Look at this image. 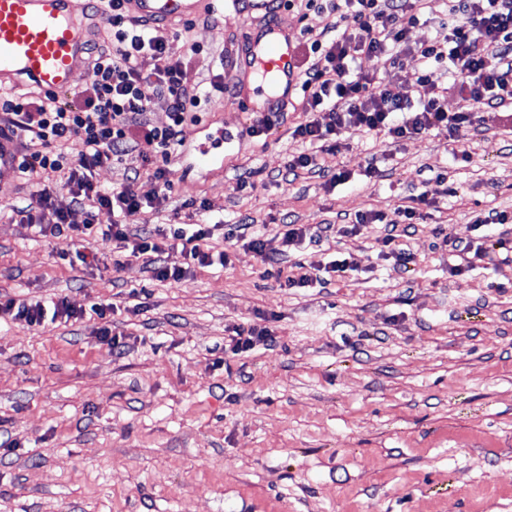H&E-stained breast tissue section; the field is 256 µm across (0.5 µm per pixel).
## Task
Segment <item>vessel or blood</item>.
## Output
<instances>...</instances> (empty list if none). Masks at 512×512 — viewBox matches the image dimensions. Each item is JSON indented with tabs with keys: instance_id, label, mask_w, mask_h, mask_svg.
Segmentation results:
<instances>
[{
	"instance_id": "vessel-or-blood-1",
	"label": "vessel or blood",
	"mask_w": 512,
	"mask_h": 512,
	"mask_svg": "<svg viewBox=\"0 0 512 512\" xmlns=\"http://www.w3.org/2000/svg\"><path fill=\"white\" fill-rule=\"evenodd\" d=\"M203 0H123L127 15L152 25L194 19ZM103 15L97 0H0V87L33 86L63 96L88 63L87 48ZM243 63L283 90L295 88L293 53L267 31ZM22 134L0 125V183L18 173Z\"/></svg>"
}]
</instances>
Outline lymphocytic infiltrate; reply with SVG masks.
Returning <instances> with one entry per match:
<instances>
[{"label": "lymphocytic infiltrate", "mask_w": 512, "mask_h": 512, "mask_svg": "<svg viewBox=\"0 0 512 512\" xmlns=\"http://www.w3.org/2000/svg\"><path fill=\"white\" fill-rule=\"evenodd\" d=\"M448 43L422 45L418 53L423 68L409 95L399 96L380 87L373 78L360 74L359 56H389L400 63L395 49L419 17L418 0H306V6L329 11L335 21L333 38L314 39L307 49L314 61L299 72L303 106L310 119L295 126L293 135L319 143V153H302L289 160L287 170L325 172L329 184L347 181L344 171L333 170L326 159L335 155L338 136L356 129L381 135L389 143L428 132L443 125L456 134L472 124L476 113L493 114L504 104H512V0H448ZM105 24L109 47L91 44L88 57L97 76L90 90L66 103L53 96L32 101L0 93V113L9 125L31 136L39 150L23 156L19 170L41 184L24 206L15 210L22 223L36 228L41 236L65 233L81 237L99 234L129 255L160 254L166 241H183L185 262L180 267L157 265V278L178 282L195 266H226V252L214 253L203 243L212 234L210 225L197 224L192 230L172 224L138 237H129L122 219L138 212L143 201L135 190L140 169L132 167L124 185L106 188L93 181L95 169L123 162L130 151H138L142 164L153 165V176L163 189L173 185L171 156L181 143L182 126L201 104L224 91L223 74L209 83L186 79L187 53L155 29L132 22L122 10V0H109ZM154 62L152 70L141 67L142 58ZM447 62L454 80L451 88L439 86L434 66ZM457 93L473 108L448 112L443 100L448 91ZM162 96L170 104L166 126L150 125L146 114L151 96ZM77 138L85 147L78 158L58 152V143ZM66 172V184L76 204L88 202L115 213L109 224H73L67 209L54 202V191L45 176ZM11 316L30 325H42L46 316L63 321L76 312L66 300L52 308L44 305L0 301V317Z\"/></svg>", "instance_id": "obj_1"}]
</instances>
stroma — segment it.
Masks as SVG:
<instances>
[{
    "mask_svg": "<svg viewBox=\"0 0 512 512\" xmlns=\"http://www.w3.org/2000/svg\"><path fill=\"white\" fill-rule=\"evenodd\" d=\"M193 20L202 52L186 78L224 60L222 97L182 129L173 186L142 171L149 207L126 217L131 233L180 220L194 204L223 219L209 244L226 267L158 280L159 261L128 257L91 237H43L19 223L37 185L25 174L0 185V299H66L79 318L32 326L0 319V512H512V223L477 226L489 211L512 216V119L447 127L396 144L343 132L334 164L350 179L327 187L315 171L286 179L285 165L313 144L301 91L266 136L248 133V72L239 59L275 26L303 55L326 13L305 0L256 10L232 4ZM448 0H425L399 65L360 57L381 86L409 94L421 69L413 46L446 44ZM210 165L197 149L216 132ZM379 170L366 177L367 167ZM426 194L415 256L399 266L380 225L353 234L361 212L393 216ZM266 238L283 224H334L338 233L283 249L278 267L233 236L242 217ZM484 241L489 255L466 278L450 276L444 236ZM87 256L75 262V252ZM347 257L352 270L316 288H287L299 265ZM112 306L120 352L100 342L93 304ZM268 327L275 342L235 356L234 328Z\"/></svg>",
    "mask_w": 512,
    "mask_h": 512,
    "instance_id": "35a3bbf8",
    "label": "stroma"
}]
</instances>
